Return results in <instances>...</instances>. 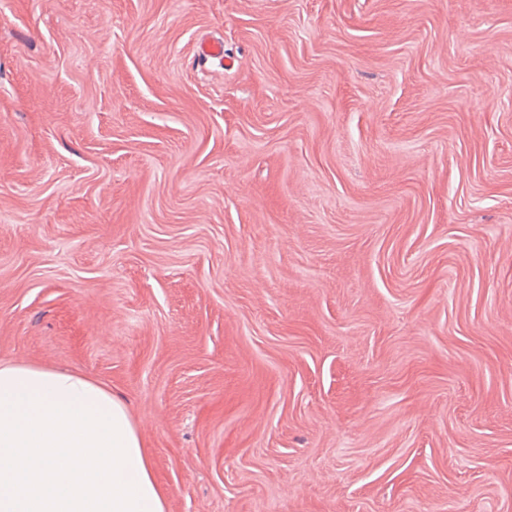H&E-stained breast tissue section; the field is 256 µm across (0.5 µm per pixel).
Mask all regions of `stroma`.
<instances>
[{"mask_svg":"<svg viewBox=\"0 0 512 512\" xmlns=\"http://www.w3.org/2000/svg\"><path fill=\"white\" fill-rule=\"evenodd\" d=\"M0 361L169 512H512V0H0Z\"/></svg>","mask_w":512,"mask_h":512,"instance_id":"obj_1","label":"stroma"}]
</instances>
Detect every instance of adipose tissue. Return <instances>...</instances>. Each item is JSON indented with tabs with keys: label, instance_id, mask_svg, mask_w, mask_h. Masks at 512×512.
Returning <instances> with one entry per match:
<instances>
[{
	"label": "adipose tissue",
	"instance_id": "1",
	"mask_svg": "<svg viewBox=\"0 0 512 512\" xmlns=\"http://www.w3.org/2000/svg\"><path fill=\"white\" fill-rule=\"evenodd\" d=\"M124 403L82 373L0 363V512H168Z\"/></svg>",
	"mask_w": 512,
	"mask_h": 512
}]
</instances>
